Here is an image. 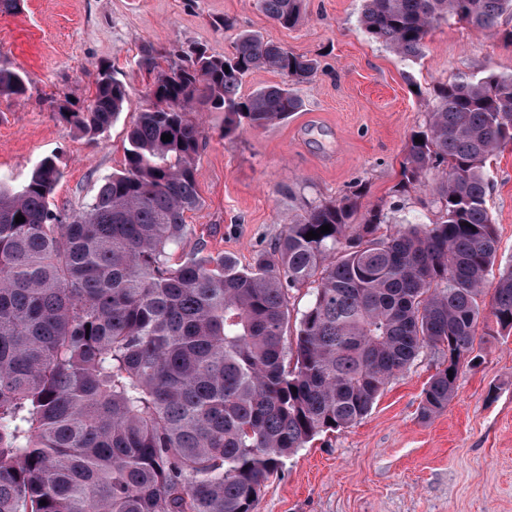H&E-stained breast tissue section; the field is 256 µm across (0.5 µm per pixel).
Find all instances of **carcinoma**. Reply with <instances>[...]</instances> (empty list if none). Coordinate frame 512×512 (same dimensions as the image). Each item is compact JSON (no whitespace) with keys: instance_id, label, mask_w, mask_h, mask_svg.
<instances>
[{"instance_id":"carcinoma-1","label":"carcinoma","mask_w":512,"mask_h":512,"mask_svg":"<svg viewBox=\"0 0 512 512\" xmlns=\"http://www.w3.org/2000/svg\"><path fill=\"white\" fill-rule=\"evenodd\" d=\"M257 4L282 28L302 19V0ZM506 13L512 0H363L360 24L413 62L440 21L493 31ZM142 62L151 104L127 131L124 168L90 201L51 206L55 155L21 189L0 184V512H252L284 458L364 419L423 348L448 355L424 389L426 418L454 399L478 323L489 314L512 330V262L481 299L498 257L487 164L512 144V75L429 92L400 188L433 177L435 223L405 218L388 233L378 208L357 224L353 190L308 207L241 267L203 245L180 250L200 206L203 135L189 114L223 111L226 136L282 121L317 62L253 32L225 55L148 46ZM258 68L282 81L241 94ZM26 91L25 74L0 68V95ZM132 96L100 65L89 103L58 114L97 137ZM302 288L311 300L292 335Z\"/></svg>"}]
</instances>
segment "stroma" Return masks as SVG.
Here are the masks:
<instances>
[{
  "label": "stroma",
  "mask_w": 512,
  "mask_h": 512,
  "mask_svg": "<svg viewBox=\"0 0 512 512\" xmlns=\"http://www.w3.org/2000/svg\"><path fill=\"white\" fill-rule=\"evenodd\" d=\"M361 8V0H304L301 23L284 29L256 0H22L20 10L0 12V67L28 78L25 95H0V174L17 189L41 158L57 155L64 176L52 201L80 208L123 167L126 129L147 106L153 81L140 63L144 47L164 53L192 43L222 55L237 32L249 30L317 59L319 70L296 89L300 111L266 127L228 136L223 113L202 110L201 206L187 215L193 232L184 250L202 244L248 264L293 217L357 184V219L382 205L436 222L429 185L398 190L406 143L425 121L434 85L460 75L512 74V42L502 36L512 14L500 18L495 35L454 18L441 22L422 56L408 63L363 33ZM217 17L231 28L214 27ZM103 63L134 102L92 140L52 106L86 104ZM488 175L498 258L506 262L512 146L491 158ZM476 334L484 339L481 358L461 366L444 411L420 415L422 392L445 360L428 347L389 381L359 424L319 436L285 459L254 512H512V331L489 318Z\"/></svg>",
  "instance_id": "obj_1"
}]
</instances>
